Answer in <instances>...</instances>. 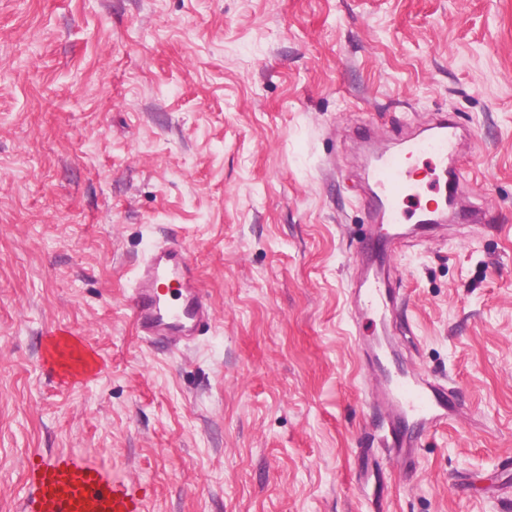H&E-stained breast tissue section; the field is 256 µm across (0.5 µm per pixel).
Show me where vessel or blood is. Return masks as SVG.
Wrapping results in <instances>:
<instances>
[{
    "label": "vessel or blood",
    "instance_id": "obj_1",
    "mask_svg": "<svg viewBox=\"0 0 512 512\" xmlns=\"http://www.w3.org/2000/svg\"><path fill=\"white\" fill-rule=\"evenodd\" d=\"M461 151L459 128L444 118L424 137L407 140L402 151L377 155L371 171L373 189L368 205L378 223L393 225L390 235L393 243L404 240L399 229L405 216L402 202L422 193L408 166L409 160L431 155L444 164L448 159L458 158ZM455 183V177H448L440 198L416 209V223L439 222L441 206L455 197ZM376 251L373 243L365 249L364 256L371 267L354 291L353 304L362 317L385 314L388 308L390 292L384 268L376 262ZM130 308L140 336L154 344H188L206 335L214 324L213 311L199 286L195 264L182 245L170 240L155 244L140 260L130 293ZM356 343L375 377L376 384L367 395L381 411L385 452L397 467H416L423 434L448 425L454 417L448 385L418 369L391 364L385 346L378 339L360 336ZM47 360L76 383L86 382L97 369L94 355L74 331L62 332L55 338ZM143 509V500L133 486L114 479L111 471L90 464L77 454L44 459L24 506V512H143Z\"/></svg>",
    "mask_w": 512,
    "mask_h": 512
}]
</instances>
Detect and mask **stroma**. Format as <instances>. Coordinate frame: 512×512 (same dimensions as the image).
Returning <instances> with one entry per match:
<instances>
[{
  "label": "stroma",
  "instance_id": "1",
  "mask_svg": "<svg viewBox=\"0 0 512 512\" xmlns=\"http://www.w3.org/2000/svg\"><path fill=\"white\" fill-rule=\"evenodd\" d=\"M449 113L476 144L443 221L350 306L376 153ZM182 243L214 310L144 342L137 261ZM460 406L386 465L355 333ZM50 328L101 366L44 365ZM135 484L144 512H512V0H0V512L42 457ZM378 240L372 241L363 253V257L371 262L369 272L359 286L355 288L353 304L358 316L381 315L385 316L390 300V291L384 273L385 265H379L376 255Z\"/></svg>",
  "mask_w": 512,
  "mask_h": 512
}]
</instances>
